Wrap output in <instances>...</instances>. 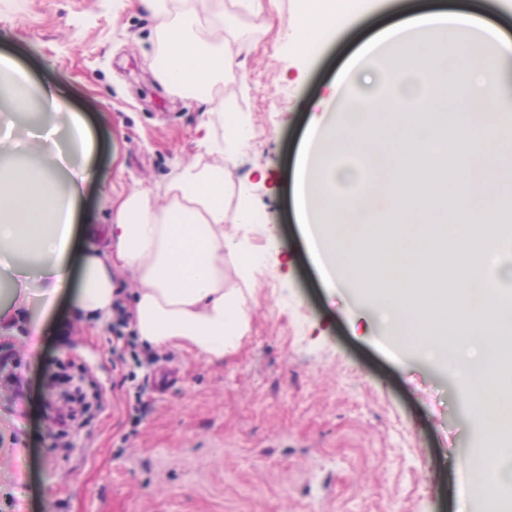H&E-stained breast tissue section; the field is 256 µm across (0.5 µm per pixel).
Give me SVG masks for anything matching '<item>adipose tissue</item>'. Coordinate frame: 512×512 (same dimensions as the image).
Returning <instances> with one entry per match:
<instances>
[{"mask_svg": "<svg viewBox=\"0 0 512 512\" xmlns=\"http://www.w3.org/2000/svg\"><path fill=\"white\" fill-rule=\"evenodd\" d=\"M272 0H137L154 15L162 38L158 82L176 96L208 101L210 89L232 80L242 68L231 49L239 38L241 15L264 21ZM362 0H298L290 17L296 45L312 50L313 40H326L350 28ZM466 50L492 46L494 56L463 77L457 98L473 104L494 95L493 111L480 115L490 138L466 141V152L481 157L458 184L435 205V177L446 157L448 103L425 96L415 76L433 79L448 60L449 46ZM404 66L389 80L380 104L357 92L360 79L377 74L385 50ZM512 59V37L503 35L470 13H415L378 33L364 46L335 85L330 101L308 128L296 164L295 207L299 223L316 257L324 261L328 280L371 289L378 315L404 347L423 355L439 349H475L464 375L468 387L487 411L488 450L468 460L470 488L481 499H496L512 480V448L500 445L512 434V371L501 369L499 352L512 347V296L504 284L512 280V235L500 232L497 216L512 210V154L501 153V140L512 141V97L500 96V64ZM345 110L337 124L327 123L331 101ZM380 109L384 126L365 121ZM43 109L56 123L49 135L64 134L68 155L89 157L93 143L79 115L64 111L57 93L46 91ZM49 135L26 133L15 140L0 137V274L12 280L17 306L39 299L50 307L70 276L69 251L74 204L80 184L68 178L60 190L55 172L32 164L48 151ZM244 138L234 112H226L224 137L205 134L200 155L179 166L165 186L140 182L117 191L110 202L108 246L85 251L77 307L85 320L100 326L111 321L113 306L129 293L134 329L153 346L184 348L210 359H223L245 336L250 312L238 284L249 281L252 266L240 242L224 235L226 221L244 224L245 211L228 214V167ZM363 157L376 188L347 195L337 181L355 179L352 170L336 166L337 156ZM493 182L492 207L476 198L480 184ZM420 232L408 239L409 224ZM464 242L455 277L462 289L448 293L442 249L449 228ZM232 265L238 284L224 279Z\"/></svg>", "mask_w": 512, "mask_h": 512, "instance_id": "1", "label": "adipose tissue"}]
</instances>
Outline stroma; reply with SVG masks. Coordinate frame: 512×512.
I'll list each match as a JSON object with an SVG mask.
<instances>
[{
  "label": "stroma",
  "instance_id": "35a3bbf8",
  "mask_svg": "<svg viewBox=\"0 0 512 512\" xmlns=\"http://www.w3.org/2000/svg\"><path fill=\"white\" fill-rule=\"evenodd\" d=\"M297 0H273L247 28L240 59L248 92L218 84L212 104L157 82V23L121 0H0V55L30 76L26 110L0 85V131L26 126L51 87L84 121L94 174L76 203V251L106 244V200L143 178L168 182L205 133L223 134L217 103L236 97L247 122L229 166L225 224L260 259L242 292L250 327L211 360L159 349L136 367L111 325H88L72 291L39 319L22 311L0 333V512H512V490L474 498L460 460L485 447L484 420L464 382L366 322L370 293L329 290L293 217L294 164L317 99L388 23L385 0L346 32L300 53L287 21ZM88 370L101 394L87 426H48L46 386Z\"/></svg>",
  "mask_w": 512,
  "mask_h": 512
}]
</instances>
